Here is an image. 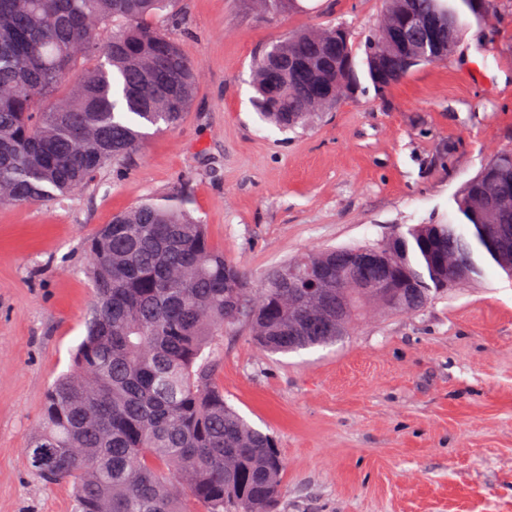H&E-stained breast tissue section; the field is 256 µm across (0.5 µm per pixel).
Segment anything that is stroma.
<instances>
[{"label": "stroma", "mask_w": 512, "mask_h": 512, "mask_svg": "<svg viewBox=\"0 0 512 512\" xmlns=\"http://www.w3.org/2000/svg\"><path fill=\"white\" fill-rule=\"evenodd\" d=\"M176 8L200 68L182 123L64 201L0 204V512H74L72 484L44 483L25 449L86 333L83 244L114 215L177 195L256 285L308 251L448 221L462 186L512 148V0H491L447 62L287 132L251 102L254 58L338 23L363 44L383 0ZM214 356L228 402L284 457L281 512H512V278L494 265L417 313L372 311L327 347L267 355L242 329Z\"/></svg>", "instance_id": "35a3bbf8"}]
</instances>
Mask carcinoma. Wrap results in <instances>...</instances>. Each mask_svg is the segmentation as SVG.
<instances>
[{"label":"carcinoma","mask_w":512,"mask_h":512,"mask_svg":"<svg viewBox=\"0 0 512 512\" xmlns=\"http://www.w3.org/2000/svg\"><path fill=\"white\" fill-rule=\"evenodd\" d=\"M176 0H0V202L62 200L154 128L189 111L197 64L174 32ZM425 22L398 44L381 26L365 41L379 93L419 64L434 38L457 45L473 0H385ZM263 12L299 7L264 0ZM318 29L256 59L253 104L287 131L353 98L356 46ZM444 224L397 229L381 245L310 251L269 270L259 288L215 249L185 207L148 199L87 241L94 304L69 369L48 388L26 448L44 482L76 480V512H279L284 460L216 381L215 337L248 327L264 351L323 347L336 304L349 323L370 307L412 314L435 294L512 269V149L497 152L455 198ZM375 250L382 265H360ZM342 279L336 290L327 283ZM384 283L366 288V283Z\"/></svg>","instance_id":"cac0c4a2"}]
</instances>
